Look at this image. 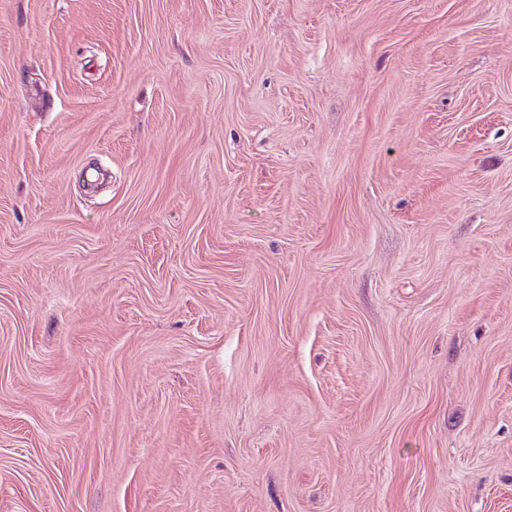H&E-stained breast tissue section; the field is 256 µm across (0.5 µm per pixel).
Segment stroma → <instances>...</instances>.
Wrapping results in <instances>:
<instances>
[{
    "label": "stroma",
    "instance_id": "1",
    "mask_svg": "<svg viewBox=\"0 0 512 512\" xmlns=\"http://www.w3.org/2000/svg\"><path fill=\"white\" fill-rule=\"evenodd\" d=\"M0 512H512V0H0Z\"/></svg>",
    "mask_w": 512,
    "mask_h": 512
}]
</instances>
